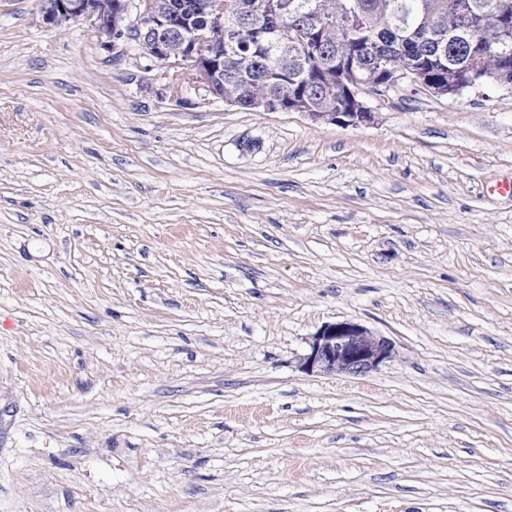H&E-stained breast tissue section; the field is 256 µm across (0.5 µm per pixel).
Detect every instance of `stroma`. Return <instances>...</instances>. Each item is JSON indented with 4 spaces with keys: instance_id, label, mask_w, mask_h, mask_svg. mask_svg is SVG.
<instances>
[{
    "instance_id": "35a3bbf8",
    "label": "stroma",
    "mask_w": 512,
    "mask_h": 512,
    "mask_svg": "<svg viewBox=\"0 0 512 512\" xmlns=\"http://www.w3.org/2000/svg\"><path fill=\"white\" fill-rule=\"evenodd\" d=\"M371 107L0 0V512H512V91ZM341 320L394 358L302 372Z\"/></svg>"
}]
</instances>
